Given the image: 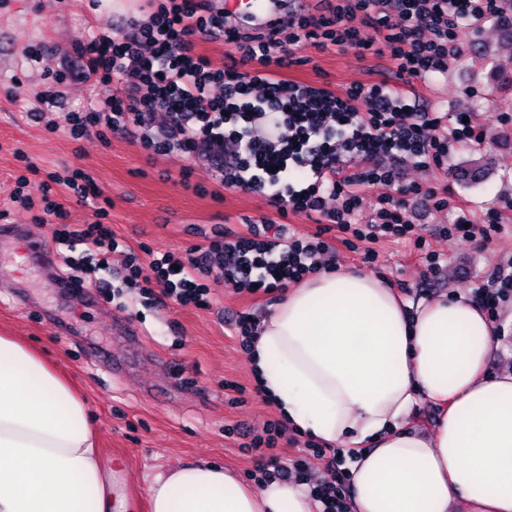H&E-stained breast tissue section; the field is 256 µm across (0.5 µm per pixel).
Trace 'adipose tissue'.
<instances>
[{
    "label": "adipose tissue",
    "mask_w": 512,
    "mask_h": 512,
    "mask_svg": "<svg viewBox=\"0 0 512 512\" xmlns=\"http://www.w3.org/2000/svg\"><path fill=\"white\" fill-rule=\"evenodd\" d=\"M497 336L466 297L406 302L381 278L329 268L286 289L252 345L286 422L326 446L368 444L351 512H512V374L489 375ZM439 407L428 432L406 420ZM86 399L39 352L0 335V512H124ZM151 512H313L300 487L255 488L222 465L154 477Z\"/></svg>",
    "instance_id": "1"
}]
</instances>
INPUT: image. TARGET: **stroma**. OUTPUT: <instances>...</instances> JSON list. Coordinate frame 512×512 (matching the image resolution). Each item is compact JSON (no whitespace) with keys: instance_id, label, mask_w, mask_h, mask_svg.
Wrapping results in <instances>:
<instances>
[{"instance_id":"1","label":"stroma","mask_w":512,"mask_h":512,"mask_svg":"<svg viewBox=\"0 0 512 512\" xmlns=\"http://www.w3.org/2000/svg\"><path fill=\"white\" fill-rule=\"evenodd\" d=\"M155 9L154 0H124L119 7L108 0H0V256L6 259L0 265V334L20 337L56 360L86 397L100 446L120 465L128 512H150L153 478L189 460L219 463L253 481L259 460L249 448L253 434L281 419L255 381L249 348L230 326L242 315L261 321L278 293L250 295L215 284L209 307L198 308L125 282L128 257L145 267L170 253L190 264L208 247V233L277 220L276 208L260 193L217 191L204 157L145 149L139 130L100 125L73 138L62 117L99 105L103 92L93 81L69 78L55 87V99L35 98L53 88L48 73L80 69L79 42L97 29L148 19ZM461 41V56L448 62L447 82L420 89L418 105L470 114L478 137L453 144L444 169L399 166L404 183L445 185L452 193L442 209L420 197L409 200L425 248L393 237L351 248L336 231L320 232L307 213L288 217L299 236L322 233L328 244L322 267L383 278L414 303L472 296L497 263L512 260V210L503 207L504 197H512V124L499 119L512 114V20L465 28ZM298 55L287 78L335 89L377 81L388 67L385 59L362 58L352 49L321 52L307 44ZM68 167L94 177L102 192L98 204H79L58 187L52 198L62 218L43 217L38 206H8L17 179L36 185ZM493 207L502 211L499 231L469 240L440 235L459 216L477 222ZM59 222L110 225L127 252L100 270L92 257L57 246L48 263L32 261L15 272L7 259L26 236L51 233ZM430 251L439 256L434 270ZM58 277L82 287L60 293L49 285Z\"/></svg>"}]
</instances>
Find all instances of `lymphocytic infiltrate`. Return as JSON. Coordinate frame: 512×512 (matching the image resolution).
Returning <instances> with one entry per match:
<instances>
[{
    "mask_svg": "<svg viewBox=\"0 0 512 512\" xmlns=\"http://www.w3.org/2000/svg\"><path fill=\"white\" fill-rule=\"evenodd\" d=\"M500 0H336L328 13L299 15L265 35H241L223 8L206 0H162L146 23L128 21L124 33L99 32L79 45L87 68L98 75L108 96L93 116L68 112L73 137L89 126L143 131L157 152L202 153L212 163V179L224 190L265 194L281 218L314 213L339 232L358 239L414 231L404 198L426 194L434 208L448 207L446 191L400 185L394 161L411 159L420 168H441L450 145L471 139L474 127L462 118L419 108L406 89L447 76L448 60L462 51V24L503 19ZM372 28L373 36L362 33ZM222 35L234 54L223 68L195 49L194 36ZM319 48H352L360 55L386 58L399 79H382L343 91L282 78L305 43ZM366 111H357L356 100ZM166 113L168 130L154 134L155 113ZM369 160L350 174L344 159ZM72 191L78 201L99 197L94 179L77 169L52 173L38 191L17 186L11 202L32 207L42 202L56 214L53 185ZM382 184L389 194L376 198L370 223L354 220L367 188ZM55 244L76 250L85 245L103 259L118 253L110 226L81 225L53 235ZM326 243L320 234H287L281 223H251L246 233L220 231L196 263L180 265L173 255L153 259L149 270L133 267L130 280L143 289L160 288L181 304L207 306L211 284L239 293H270L319 268ZM476 304L497 320L502 303L512 300V262L494 266L486 284L474 291Z\"/></svg>",
    "mask_w": 512,
    "mask_h": 512,
    "instance_id": "f902f5d3",
    "label": "lymphocytic infiltrate"
}]
</instances>
